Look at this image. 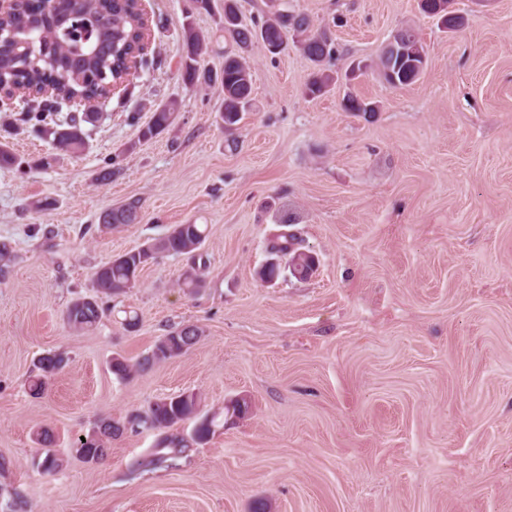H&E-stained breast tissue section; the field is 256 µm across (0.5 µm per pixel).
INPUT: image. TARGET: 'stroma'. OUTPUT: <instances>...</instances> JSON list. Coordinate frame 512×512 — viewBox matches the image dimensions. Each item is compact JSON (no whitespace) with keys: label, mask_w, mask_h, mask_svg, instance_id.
<instances>
[{"label":"stroma","mask_w":512,"mask_h":512,"mask_svg":"<svg viewBox=\"0 0 512 512\" xmlns=\"http://www.w3.org/2000/svg\"><path fill=\"white\" fill-rule=\"evenodd\" d=\"M284 3L332 37L333 81L308 94L298 38L277 55L254 43L233 132L217 122L220 84L181 79L185 25L211 37L213 72L229 44L189 0H145L148 63L86 125L81 155L53 151L21 105L0 110L15 155L0 166V512H512V0H453L452 30L419 0ZM401 29L427 63L396 88L377 62ZM348 93L374 112L344 111ZM172 100L171 129L141 139ZM134 199L140 223L100 224ZM281 216L316 267L265 282ZM189 221L209 231L204 288H177L190 259L168 256L106 298L97 327L67 324L98 266ZM186 324L202 331L189 351L113 375L114 357L136 363ZM50 353L65 366L32 396ZM182 392L217 417L206 444L135 471L157 435L130 431L99 463L75 457L99 417ZM235 399L246 415L227 412ZM45 429L53 474L38 467Z\"/></svg>","instance_id":"35a3bbf8"}]
</instances>
